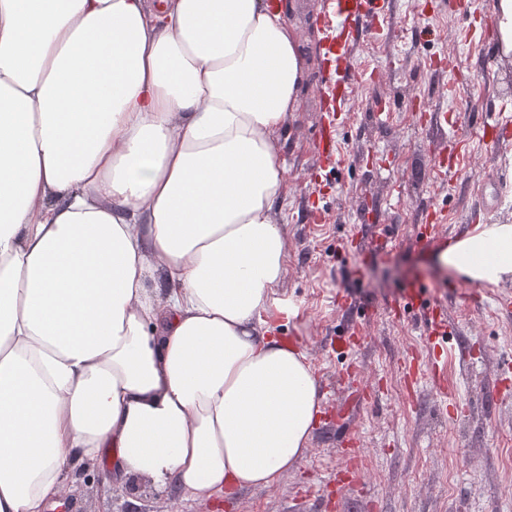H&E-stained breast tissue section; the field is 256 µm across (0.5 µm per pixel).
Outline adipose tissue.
I'll return each instance as SVG.
<instances>
[{
    "label": "adipose tissue",
    "mask_w": 512,
    "mask_h": 512,
    "mask_svg": "<svg viewBox=\"0 0 512 512\" xmlns=\"http://www.w3.org/2000/svg\"><path fill=\"white\" fill-rule=\"evenodd\" d=\"M278 0H0V512L112 453L181 501L268 487L320 419L279 334ZM512 281V224L437 256Z\"/></svg>",
    "instance_id": "obj_1"
}]
</instances>
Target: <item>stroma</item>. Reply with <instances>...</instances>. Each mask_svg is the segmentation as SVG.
<instances>
[{"label":"stroma","mask_w":512,"mask_h":512,"mask_svg":"<svg viewBox=\"0 0 512 512\" xmlns=\"http://www.w3.org/2000/svg\"><path fill=\"white\" fill-rule=\"evenodd\" d=\"M286 2L305 69L279 133L289 261L277 292L294 308L281 328L309 358L322 422L272 486L182 505L136 478L111 487L105 456L67 474V512H512V283L482 289L435 260L475 225L512 224V142L478 135L490 117L512 126V56L485 18L495 0H473L465 17L447 0H374L330 175L313 146L328 119L314 108L327 90L328 31L315 21L327 0ZM452 137L466 161L450 177L439 151ZM444 314L457 352L435 379L430 326ZM456 401L463 412L440 414Z\"/></svg>","instance_id":"obj_1"}]
</instances>
